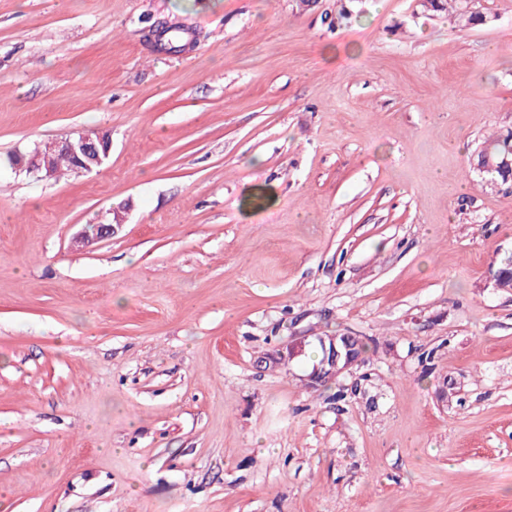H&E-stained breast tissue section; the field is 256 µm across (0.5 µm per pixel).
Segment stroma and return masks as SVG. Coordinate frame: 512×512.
Segmentation results:
<instances>
[{
    "instance_id": "obj_1",
    "label": "stroma",
    "mask_w": 512,
    "mask_h": 512,
    "mask_svg": "<svg viewBox=\"0 0 512 512\" xmlns=\"http://www.w3.org/2000/svg\"><path fill=\"white\" fill-rule=\"evenodd\" d=\"M475 8L0 0V512H512V0ZM100 129L98 171L5 161ZM509 132V131H508ZM500 133L492 137L485 142V148L481 157H490L492 162L497 166L505 157L512 159V136L510 132L508 134ZM504 174H507L505 183L512 180V160L504 159L500 166H498ZM488 175L491 176V181L497 183L499 180L504 183L503 173L498 169H485ZM16 171L25 172L29 177L34 178L36 181H46L53 177L51 168L48 162L42 161L41 154H31L29 159L22 161L14 168ZM356 336L342 334L318 337L321 359L308 375L309 386L314 388L337 379L354 366L360 357L357 355ZM324 352V356H323Z\"/></svg>"
}]
</instances>
